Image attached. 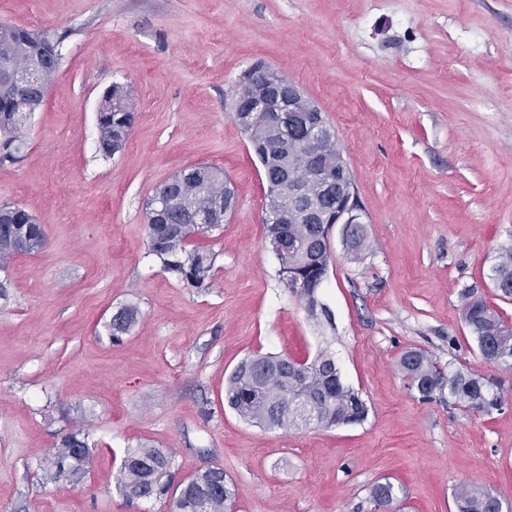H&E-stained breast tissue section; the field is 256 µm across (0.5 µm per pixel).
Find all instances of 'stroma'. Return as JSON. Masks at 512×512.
Listing matches in <instances>:
<instances>
[{"label":"stroma","instance_id":"obj_1","mask_svg":"<svg viewBox=\"0 0 512 512\" xmlns=\"http://www.w3.org/2000/svg\"><path fill=\"white\" fill-rule=\"evenodd\" d=\"M47 34L59 68L0 161V202L46 247L0 270V512H171L173 498L116 488L127 449L169 454L175 481L223 468L237 512H456L473 484L512 512V393L476 414L411 390L397 362L419 348L446 373L485 363L461 317L480 289L512 321L491 275L512 247V0H0V23ZM262 62L325 113L354 179L367 246L334 261L311 318L279 276L263 223L267 185L230 95ZM129 87L125 148H99L96 108ZM191 165L223 170L237 207L201 244L204 287L163 272L148 245L155 189ZM138 316L115 340L121 306ZM326 351L369 409L360 424L267 429L224 402L255 354ZM89 435L84 473L45 480L62 438Z\"/></svg>","mask_w":512,"mask_h":512}]
</instances>
